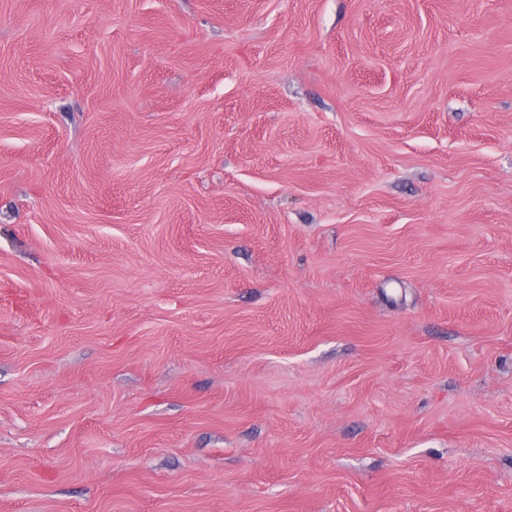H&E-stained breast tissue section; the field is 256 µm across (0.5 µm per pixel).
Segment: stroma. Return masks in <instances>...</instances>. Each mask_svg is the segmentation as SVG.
<instances>
[{
	"label": "stroma",
	"mask_w": 512,
	"mask_h": 512,
	"mask_svg": "<svg viewBox=\"0 0 512 512\" xmlns=\"http://www.w3.org/2000/svg\"><path fill=\"white\" fill-rule=\"evenodd\" d=\"M0 512H512V0H0Z\"/></svg>",
	"instance_id": "obj_1"
}]
</instances>
